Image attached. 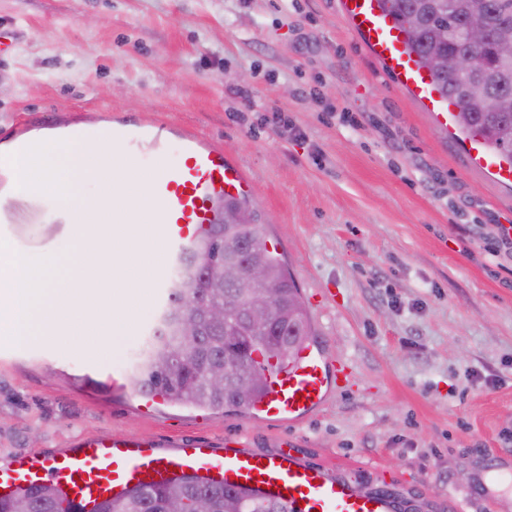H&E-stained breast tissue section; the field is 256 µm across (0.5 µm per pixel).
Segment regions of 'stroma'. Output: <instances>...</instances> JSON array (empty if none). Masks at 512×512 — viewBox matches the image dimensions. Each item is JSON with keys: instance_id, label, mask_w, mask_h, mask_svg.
<instances>
[{"instance_id": "35a3bbf8", "label": "stroma", "mask_w": 512, "mask_h": 512, "mask_svg": "<svg viewBox=\"0 0 512 512\" xmlns=\"http://www.w3.org/2000/svg\"><path fill=\"white\" fill-rule=\"evenodd\" d=\"M192 131L245 171L317 340L345 376L301 425L162 401L140 411L129 335L20 345L0 331V462L79 438L196 440L305 461L418 512H512V187L469 156L358 40L338 0H0V148L118 119ZM0 239L68 253L49 194L0 169Z\"/></svg>"}]
</instances>
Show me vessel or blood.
I'll return each mask as SVG.
<instances>
[{
    "label": "vessel or blood",
    "mask_w": 512,
    "mask_h": 512,
    "mask_svg": "<svg viewBox=\"0 0 512 512\" xmlns=\"http://www.w3.org/2000/svg\"><path fill=\"white\" fill-rule=\"evenodd\" d=\"M339 9L370 54L397 81L399 87L428 108L439 126L458 111L456 101L443 97L434 78L407 48L405 33L381 0H339ZM112 142L127 154L160 163V173L148 193L157 202L154 223L161 226L163 250L178 255L189 242L219 220L224 199L240 198L249 186L241 167L216 144L184 134L180 161L168 165L169 144L144 126L121 124ZM470 156L498 182L512 184V164L491 151L480 133L467 140ZM268 389L256 405L257 417L299 423L326 403L332 389V367L323 347L303 343L284 360L265 362ZM195 474L287 504L289 512H399L396 498L386 490L361 492L338 473L306 463L294 453L289 440L272 452L228 447L224 451L182 441L161 453L154 443L127 437H84L74 448L43 458L37 455L0 466V497L10 498L53 479L67 492L80 512H93L97 503L124 491Z\"/></svg>",
    "instance_id": "obj_1"
}]
</instances>
